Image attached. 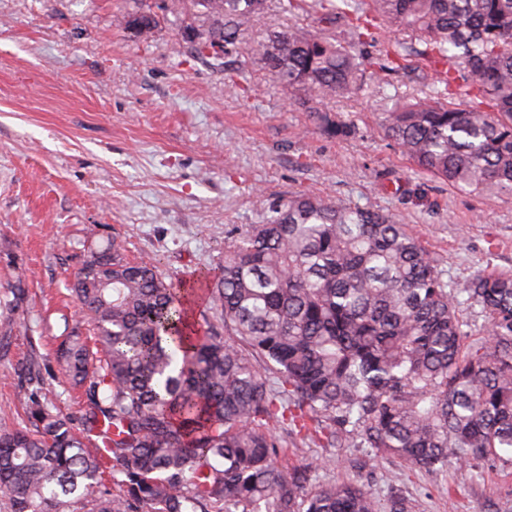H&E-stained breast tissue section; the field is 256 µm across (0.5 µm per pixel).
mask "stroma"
<instances>
[{
  "mask_svg": "<svg viewBox=\"0 0 512 512\" xmlns=\"http://www.w3.org/2000/svg\"><path fill=\"white\" fill-rule=\"evenodd\" d=\"M169 0H0V295L22 277V307L0 304V430L29 427L17 397L29 373L58 410L83 400L56 351L72 329L88 334L69 290L74 271L111 240L178 286L218 278L229 230L264 223L272 203L297 194L337 197L405 219L446 280L512 272V196L460 191L418 172L386 137L388 96H419L433 66L411 60L377 88L323 103L350 126L318 128L314 102L281 87L261 64L194 57L191 18ZM159 26L138 36V5ZM244 67L246 99L226 76ZM285 458H335L317 484L350 479L378 499L399 491L415 512H512V470H418L388 453L327 450L288 437Z\"/></svg>",
  "mask_w": 512,
  "mask_h": 512,
  "instance_id": "1",
  "label": "stroma"
}]
</instances>
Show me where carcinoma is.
<instances>
[{
  "label": "carcinoma",
  "mask_w": 512,
  "mask_h": 512,
  "mask_svg": "<svg viewBox=\"0 0 512 512\" xmlns=\"http://www.w3.org/2000/svg\"><path fill=\"white\" fill-rule=\"evenodd\" d=\"M365 13L332 0H171L193 12L194 53L260 60L312 102L359 89L401 68L407 42L374 58L359 52L371 30L422 45L448 61L423 98L393 100L388 137L418 167L449 185L512 194V0H368ZM276 7L324 23L242 27ZM131 25L150 34L156 16ZM488 110L448 105L460 80ZM323 132L349 130L317 114ZM222 326L201 331L191 298L152 263L131 262L112 241L74 273L72 292L95 331L72 337L58 360L82 391L79 420L25 395L33 429L0 433V492L11 512H414L340 480L315 486L332 462L283 469L271 424L324 447L387 452L411 467L484 463L512 469V274L478 273L461 288L408 232L404 219L307 194L275 205L265 223L230 237L222 274L205 282ZM5 304L22 301L21 277ZM480 307L487 336L468 339L460 297ZM230 335H224V332ZM112 468L119 493L89 498Z\"/></svg>",
  "instance_id": "1"
}]
</instances>
